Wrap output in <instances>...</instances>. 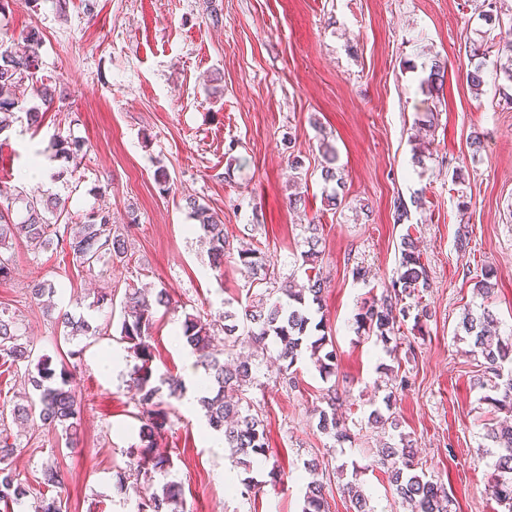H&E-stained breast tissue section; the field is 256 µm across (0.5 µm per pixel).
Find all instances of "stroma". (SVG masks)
<instances>
[{
  "label": "stroma",
  "mask_w": 512,
  "mask_h": 512,
  "mask_svg": "<svg viewBox=\"0 0 512 512\" xmlns=\"http://www.w3.org/2000/svg\"><path fill=\"white\" fill-rule=\"evenodd\" d=\"M12 0L0 14V42L24 47L40 35L38 79L55 90L40 124H13L0 142V204L19 190L65 198L71 223L106 205L116 227L128 230L124 262L88 268L55 248L14 242L1 252L14 273L0 280V311L13 315L36 355L74 362L81 402L77 448L60 431L11 426L20 454L9 459L33 512L41 470L54 462L63 478L62 512H137L139 492L179 483L185 512H300L308 475L305 460L328 459L323 473L330 512H350L341 463H355L375 512H404L389 487L377 449L385 434L367 417L394 394L405 432L416 441L429 477L442 483L452 512H502L490 489L491 457L481 455L491 416L473 383L480 356L454 337L465 307L496 313L501 333L512 332V83L499 76L490 52L500 27L512 25V0ZM488 51L484 84L466 74ZM446 61L439 97L420 89L422 66ZM435 111V130L417 135L416 122ZM482 144L473 147V135ZM79 137L87 152L68 172L49 158L53 138ZM336 149L347 203H323L321 142ZM424 142V167L412 162ZM300 155L306 204L288 206V157ZM242 168L229 169L231 158ZM165 168L172 188L160 192L154 175ZM197 197L224 219L231 244L262 248L279 281L304 282L297 262L302 225L322 224L324 319L336 349V374L321 379L309 361L296 366V386L255 353L269 460L249 475L264 484L242 496L224 481L230 452L208 428L200 408L161 403L166 420L158 441L170 452L168 471L145 478L127 471V452L139 446L136 400L119 333L120 302L128 286L166 290L172 307L158 311L153 329L154 378L189 379L191 353L179 330L186 314L217 320L225 301L248 304V284L234 259L223 271L209 266L207 246L185 207ZM410 202V218L393 219L396 199ZM469 243L459 246L458 231ZM417 238L429 286L421 302L432 311L423 331L404 323L395 338L398 358L382 344L358 341L354 315L386 293L398 269L401 238ZM368 271L353 280L355 266ZM492 266L490 297L475 284ZM54 283V311L30 295L32 281ZM109 290L112 304L95 307ZM84 316L107 335L65 341L58 310ZM117 355L115 369L105 358ZM408 379L397 387L395 375ZM337 413L354 439L337 443L317 428L313 409L329 387ZM288 473L268 484L272 463Z\"/></svg>",
  "instance_id": "1"
}]
</instances>
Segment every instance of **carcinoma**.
Masks as SVG:
<instances>
[{
	"instance_id": "cac0c4a2",
	"label": "carcinoma",
	"mask_w": 512,
	"mask_h": 512,
	"mask_svg": "<svg viewBox=\"0 0 512 512\" xmlns=\"http://www.w3.org/2000/svg\"><path fill=\"white\" fill-rule=\"evenodd\" d=\"M29 50L23 55L0 49V112H11L21 106L27 97L38 98L44 105L52 104L53 97L45 84L38 83L39 38L36 30L26 35ZM446 63L439 59L431 62L429 73L421 79L420 88L431 96L442 89ZM54 157L77 166L85 152L82 140L73 138L55 140L51 144ZM325 165L321 178L325 184L324 202L334 209L345 204L344 178L336 167V151L322 143ZM14 206L0 205V250L17 239H26L41 247L56 245L62 253L82 265L93 267L99 262L123 261L127 257V243L123 235L112 230V211L99 207L86 214L77 228H69L68 211L61 198L55 194L47 197L19 194ZM186 208L203 233L208 246L210 265L224 269V261L231 257L228 237L224 234L223 218L197 198L185 197ZM320 225L315 221L303 227L299 258L302 265L315 266L321 254ZM237 264L245 273L250 286L261 292L251 303L238 309L233 302H224V349L213 345L215 323L199 315L187 314L182 322V338L196 356V365L206 374L208 392L199 399L207 423L216 432L223 433L224 445L230 448L232 462L249 470L254 460L266 456V431L262 409L248 402L247 392L259 386L257 366L246 357L233 356L239 342V330L262 351L274 353L289 372L298 361L307 358L319 375L326 378L334 373L336 351L327 349L332 340L326 332L324 319L318 318L323 309L324 282L319 276H307L305 282L277 285L274 264L259 248L237 250ZM428 273L422 263L416 239L410 234L402 236L396 278L390 289L379 300L364 303L354 315L355 333L358 337L387 345L400 330L401 324L413 319V327L420 328L430 318L427 307L406 303L427 287ZM170 299L166 291L151 295L133 286L126 289L122 301V321L119 341L127 344L134 358L130 371L132 383L138 394L136 406L141 422L138 451L129 452L128 467L138 474L151 470H166L172 459L157 452V438L164 431V422L157 419L158 398L162 386H167L168 397L181 398L185 385L180 378H166L152 384L151 363L153 351L150 344L154 328V315L159 307H167ZM67 339L96 333V329L83 318H74L68 312L59 315ZM496 315L486 306L468 308L462 313L454 337L468 343L471 352L483 358V373L474 385L485 391L480 400L495 412L512 413V334L496 336ZM34 349L23 338L17 321L12 316L0 314V359L11 366L24 363L35 365L27 371V382L34 395L14 405L11 417L16 422L39 421L41 425L64 432L67 447H73L80 422L81 404L74 389V372L66 366L60 370L51 367L48 356L33 359ZM336 390L330 389L323 396L325 406L316 408L318 429L337 443L350 440V432L336 413ZM388 413L372 410L368 422L376 427L389 429V439L379 450L381 463L386 467L388 481L394 494L407 512H450L448 493L437 481L429 478L417 457L414 440L401 429L400 420L391 412V395L383 398ZM486 439L497 449L491 475V491L512 512V427L493 423L486 427ZM353 512H373L368 498L355 481L346 483ZM27 491L15 483L13 472L0 467V502L19 504ZM138 512H184L183 492L175 482L164 484L161 489L148 494L140 502ZM302 512H329L324 486L317 481L306 483Z\"/></svg>"
}]
</instances>
